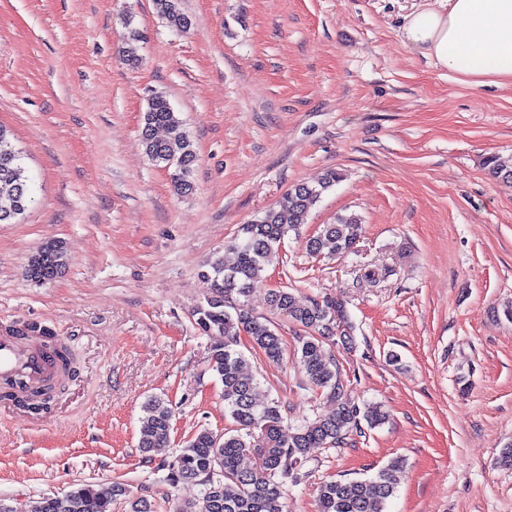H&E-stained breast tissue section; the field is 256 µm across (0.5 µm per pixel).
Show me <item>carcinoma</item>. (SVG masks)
I'll list each match as a JSON object with an SVG mask.
<instances>
[{
    "label": "carcinoma",
    "instance_id": "carcinoma-1",
    "mask_svg": "<svg viewBox=\"0 0 512 512\" xmlns=\"http://www.w3.org/2000/svg\"><path fill=\"white\" fill-rule=\"evenodd\" d=\"M154 3L172 29L183 31L191 26L179 0ZM143 122L141 144L145 154L158 165L174 167L171 178L177 192H192L197 153L166 96L156 93L148 99ZM337 181L339 174L329 170L315 185H294L276 206L243 227V238L233 246L236 261L232 266H225L219 257L205 264L204 276L212 280L215 295L197 309L196 323L207 335L224 338L212 349V369L223 384L224 411L234 427L224 430L218 443L215 432H197L172 465L173 482L202 479L201 503L193 512H283L285 482L314 449L342 443L362 419L372 427L387 419L380 405L361 408L348 398L336 364L325 352L323 343L347 323L345 306L340 301L308 304L282 288L268 294L273 308L305 329L306 335L298 337L299 363L309 382L328 390L333 402L329 413L288 429L286 440L282 437L279 405L274 401L264 406L257 404L258 381L244 371L245 356L235 349L240 336L245 335L268 361L283 360L281 337L254 316L240 298L248 297L253 282L276 257L284 238L291 232L299 233L311 208ZM32 202L33 188L25 175L21 152L0 128V224L17 223ZM361 229L357 215L340 214L307 240V250L329 259L343 256L352 251ZM65 264L62 243L47 242L30 257L26 277L44 284L55 279ZM172 419L165 399L154 396L144 403L138 436L142 452L169 447ZM246 455L255 457V467L241 466ZM404 465L403 458L395 457L369 479L324 482L319 489L318 512H384L387 500L397 490ZM126 493L120 484L110 490L81 485L63 496L37 499L31 512H112L114 501Z\"/></svg>",
    "mask_w": 512,
    "mask_h": 512
}]
</instances>
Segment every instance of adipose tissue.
<instances>
[{
	"label": "adipose tissue",
	"mask_w": 512,
	"mask_h": 512,
	"mask_svg": "<svg viewBox=\"0 0 512 512\" xmlns=\"http://www.w3.org/2000/svg\"><path fill=\"white\" fill-rule=\"evenodd\" d=\"M401 35L461 82L512 86V0H421Z\"/></svg>",
	"instance_id": "obj_1"
}]
</instances>
